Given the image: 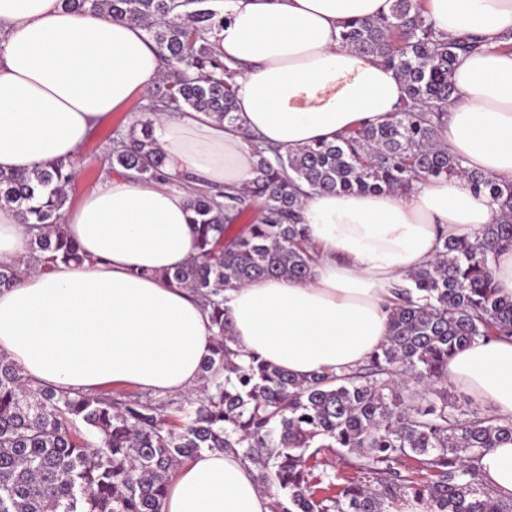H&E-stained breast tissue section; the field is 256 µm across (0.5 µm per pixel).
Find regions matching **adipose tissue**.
I'll return each instance as SVG.
<instances>
[{"label": "adipose tissue", "mask_w": 512, "mask_h": 512, "mask_svg": "<svg viewBox=\"0 0 512 512\" xmlns=\"http://www.w3.org/2000/svg\"><path fill=\"white\" fill-rule=\"evenodd\" d=\"M215 50L241 64L240 119L164 115L153 136L164 181L112 173L66 210L62 228L87 263L58 264L0 288V351L39 383L91 394L124 384L157 396L191 390L215 329L208 310L163 270L197 255L182 175L234 191L256 175L253 140L280 150L334 141L360 122L396 112L395 71L341 47L345 21L387 13L388 0H222ZM446 37L477 33L482 52L458 58L448 109L449 151L498 180H512V0H425ZM162 63L144 31L120 19L65 9L60 0H0V172L53 160L79 163L90 132L147 93ZM302 223L320 257L309 282L260 278L227 290L240 349L307 377L350 371L386 340L391 285L431 262L446 232L496 223L497 205L458 178L431 179L408 196L310 192ZM19 212L0 207V264L29 253ZM448 378L491 414L512 420V337L478 342L448 362ZM484 480L512 497V441L479 460ZM161 512H272V499L231 450L180 465Z\"/></svg>", "instance_id": "adipose-tissue-1"}]
</instances>
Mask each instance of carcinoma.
I'll return each mask as SVG.
<instances>
[{"instance_id": "cac0c4a2", "label": "carcinoma", "mask_w": 512, "mask_h": 512, "mask_svg": "<svg viewBox=\"0 0 512 512\" xmlns=\"http://www.w3.org/2000/svg\"><path fill=\"white\" fill-rule=\"evenodd\" d=\"M138 25L163 64L135 109L204 112L238 120L233 62L208 39L223 27L212 0H61ZM339 42L393 69L406 97L383 123L363 122L339 142L281 153L254 144L259 176L242 189L195 192L198 255L163 277L211 307L214 347L199 372L197 407L176 425L137 397L71 393L27 378L0 352V512H161L172 472L199 452L233 449L254 465L275 512H512L483 479L484 452L512 440V421L465 410L448 393V359L479 340L512 336V298L500 295L492 261L512 247V182L497 181L450 153L441 129L459 55L477 36L438 35L421 0H389L388 12L350 20ZM109 170L166 179L152 120L114 131ZM461 178L499 208L472 235L442 236L433 261L393 294L386 342L346 373L298 378L229 346L224 290L260 277L311 279L315 250L300 224L299 183L322 192H397ZM72 165L0 174V206L38 229L27 259L0 265V287L59 262L84 261L61 228L71 205ZM224 201L219 202L217 198ZM337 448L362 475L333 491L312 485L308 460ZM411 459L419 477L396 464Z\"/></svg>"}]
</instances>
